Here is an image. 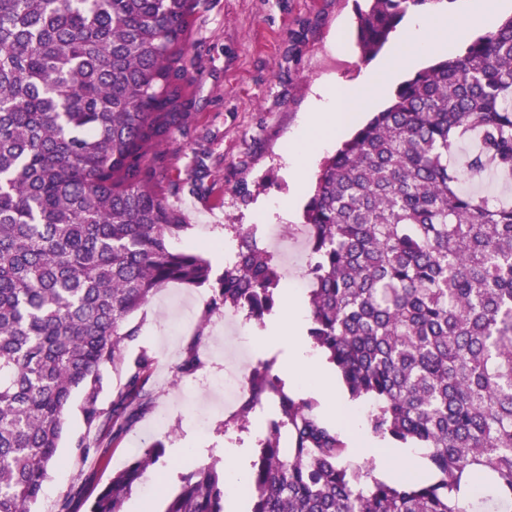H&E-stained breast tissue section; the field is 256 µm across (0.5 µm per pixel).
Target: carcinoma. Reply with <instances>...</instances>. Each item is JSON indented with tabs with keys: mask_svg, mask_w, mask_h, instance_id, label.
I'll return each instance as SVG.
<instances>
[{
	"mask_svg": "<svg viewBox=\"0 0 512 512\" xmlns=\"http://www.w3.org/2000/svg\"><path fill=\"white\" fill-rule=\"evenodd\" d=\"M358 45L378 51L403 17L436 0H365ZM198 0H0V512H30L73 391L85 459L148 410L154 359L127 358L134 315L170 283L205 290L195 338L174 367H201L199 340L227 311L263 323L279 297L255 229L214 274L178 250L183 213L145 164L185 118L182 61ZM475 149L457 162L463 145ZM512 177V16L465 51L417 72L317 177L303 218L309 336L354 398L374 403L375 437L428 449L430 477L385 482L258 361L245 428L263 398L277 415L258 443L248 512H512V201L460 188ZM125 382L108 409L106 366ZM164 445L112 476L88 512H124ZM212 462L182 477L163 512H224ZM75 482L56 512H75Z\"/></svg>",
	"mask_w": 512,
	"mask_h": 512,
	"instance_id": "cac0c4a2",
	"label": "carcinoma"
}]
</instances>
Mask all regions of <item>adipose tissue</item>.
Wrapping results in <instances>:
<instances>
[{"label":"adipose tissue","mask_w":512,"mask_h":512,"mask_svg":"<svg viewBox=\"0 0 512 512\" xmlns=\"http://www.w3.org/2000/svg\"><path fill=\"white\" fill-rule=\"evenodd\" d=\"M471 2L472 7L466 14L452 19L442 15L415 14L409 26L393 41L378 68L367 71L359 82L353 84H325L320 91V100L313 103L295 134L297 148L290 153L288 159L289 173L293 179L302 180L320 148L323 136L343 133L353 117L355 106L364 100H380L396 73L412 66L417 54L453 49L467 38L470 30L491 27L497 12L495 0ZM304 325L305 315L299 299L290 294L285 295L278 334L288 344V368L318 374L320 381L315 387L316 393L331 396L334 386L329 372L320 358L311 354L299 340Z\"/></svg>","instance_id":"adipose-tissue-1"}]
</instances>
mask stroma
<instances>
[{
	"instance_id": "stroma-1",
	"label": "stroma",
	"mask_w": 512,
	"mask_h": 512,
	"mask_svg": "<svg viewBox=\"0 0 512 512\" xmlns=\"http://www.w3.org/2000/svg\"><path fill=\"white\" fill-rule=\"evenodd\" d=\"M355 0H200L188 36L183 65L187 71L184 98L188 115L172 126L149 162L165 171L156 186L158 196L184 214L189 231L177 241L180 249L203 252L215 271L224 269L226 227L278 224L279 236L265 238L276 254L281 286L290 289L302 278L309 258L303 232V204L290 217L277 208L290 202L293 188L283 158L294 148V134L308 105L313 87L324 79L351 82L371 68L356 45ZM201 292L179 284L162 288L136 315L141 334L129 343L128 356L146 350L154 358L147 384L153 403L101 461H81L75 442L83 435L82 396L74 394L58 454L62 465L53 467L32 512H56L77 474H85V503L122 470L144 447L164 445L163 463L149 469L144 482L156 491L145 497L133 489L124 512H161L166 495L197 466L217 462L232 466L235 460L252 464L257 441L274 413L263 401L249 415L247 428H239L222 409L212 407L211 394L200 377L222 376L225 362L250 368L262 359L284 365L285 349L258 348L252 338L258 331L244 314L229 315L224 326L208 325L201 339L198 373L175 377L173 367L191 333H180L186 303L201 313ZM346 388L337 398L319 402L321 419L336 427L348 445H361L369 435V400L344 406ZM209 413L205 431L193 418Z\"/></svg>"
}]
</instances>
